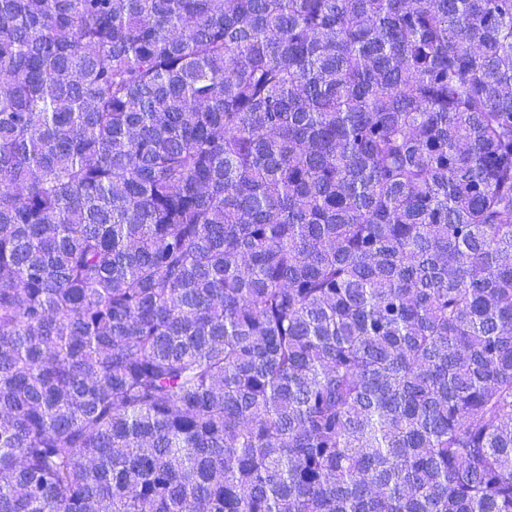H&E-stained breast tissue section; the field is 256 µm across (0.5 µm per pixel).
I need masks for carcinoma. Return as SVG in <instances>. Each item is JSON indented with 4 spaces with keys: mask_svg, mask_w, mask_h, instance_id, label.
Listing matches in <instances>:
<instances>
[{
    "mask_svg": "<svg viewBox=\"0 0 512 512\" xmlns=\"http://www.w3.org/2000/svg\"><path fill=\"white\" fill-rule=\"evenodd\" d=\"M0 512H512V0H0Z\"/></svg>",
    "mask_w": 512,
    "mask_h": 512,
    "instance_id": "obj_1",
    "label": "carcinoma"
}]
</instances>
